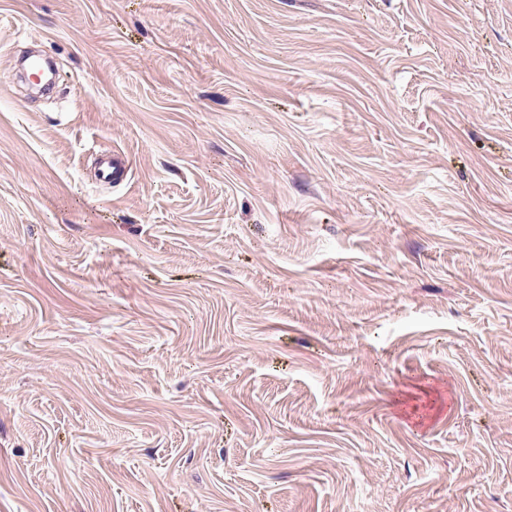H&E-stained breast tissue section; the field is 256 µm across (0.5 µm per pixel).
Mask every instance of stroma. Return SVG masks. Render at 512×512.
I'll return each instance as SVG.
<instances>
[{
    "mask_svg": "<svg viewBox=\"0 0 512 512\" xmlns=\"http://www.w3.org/2000/svg\"><path fill=\"white\" fill-rule=\"evenodd\" d=\"M0 512H512V0H0ZM96 165V176L101 183L122 184L131 176L132 165L128 156L121 151L99 156Z\"/></svg>",
    "mask_w": 512,
    "mask_h": 512,
    "instance_id": "35a3bbf8",
    "label": "stroma"
}]
</instances>
